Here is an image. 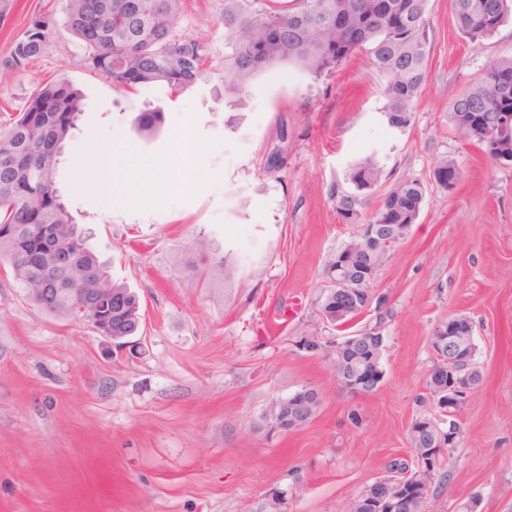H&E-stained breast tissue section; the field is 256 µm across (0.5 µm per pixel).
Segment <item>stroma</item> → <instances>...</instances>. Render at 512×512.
Segmentation results:
<instances>
[{
	"instance_id": "1",
	"label": "stroma",
	"mask_w": 512,
	"mask_h": 512,
	"mask_svg": "<svg viewBox=\"0 0 512 512\" xmlns=\"http://www.w3.org/2000/svg\"><path fill=\"white\" fill-rule=\"evenodd\" d=\"M67 4L11 0L0 17V57L30 18L55 24L45 52L0 81V126L39 82L63 78L82 93L58 185L112 279L138 295L141 325L114 346L0 277V512H348L391 459L410 457L408 426L428 412L417 397L429 337L459 315L475 326L481 380L456 413L461 434L428 512L472 498L477 512H512V164L493 163L450 117L492 61L512 58V22L475 46L452 0H428L425 80L397 128L387 78L366 53L318 77L275 65L239 100L224 91V0H184L180 29L205 47L198 80L128 89L86 67L64 30ZM156 109L163 123L143 135L138 119ZM184 130L199 159L188 193L164 167ZM120 141L157 164L138 186L141 212L106 205L73 164L74 146ZM368 158L382 175L362 191L349 173ZM445 159L460 171L450 190L434 178ZM401 181L420 183L424 202L372 286L387 301L383 379L351 397L326 352L298 342L337 336L318 316L325 266L358 230L339 196L359 198L366 221ZM306 386L321 396L313 419L273 428L272 403Z\"/></svg>"
}]
</instances>
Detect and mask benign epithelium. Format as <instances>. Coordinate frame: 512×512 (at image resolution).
<instances>
[{
	"mask_svg": "<svg viewBox=\"0 0 512 512\" xmlns=\"http://www.w3.org/2000/svg\"><path fill=\"white\" fill-rule=\"evenodd\" d=\"M409 224H363L356 238L332 255L326 264L328 288L323 309L319 317L326 324L349 319L351 321L366 313L377 303L378 316L375 323L357 332L350 342H336V348L327 351L339 386L349 394L366 393L378 387L383 378L380 353L369 358L370 366L356 375H351L350 361L342 351L345 346L357 343L372 348L385 330L386 306L382 297L372 292L371 285L379 264L410 232ZM79 297L99 321L97 332L104 338L120 342L122 337L112 335L109 324V309L112 306V289L81 288ZM458 319L454 318L437 325L430 336L429 347L434 362L427 378L436 396L460 398L474 387L475 372L459 367L451 369L449 355L460 352L471 343L470 333L458 331ZM320 403L316 389L304 387L288 399L276 401L270 409L275 428L299 429L314 417ZM455 442V430L442 429L435 424L423 426V420L414 419L408 427V444L414 454L415 468L406 471L404 480L394 482L381 478L364 487L354 498L350 512H426L427 489L435 472L441 466V457Z\"/></svg>",
	"mask_w": 512,
	"mask_h": 512,
	"instance_id": "7a95c632",
	"label": "benign epithelium"
}]
</instances>
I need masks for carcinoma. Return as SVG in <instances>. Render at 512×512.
<instances>
[{"label":"carcinoma","instance_id":"obj_1","mask_svg":"<svg viewBox=\"0 0 512 512\" xmlns=\"http://www.w3.org/2000/svg\"><path fill=\"white\" fill-rule=\"evenodd\" d=\"M264 5L257 6V3ZM64 28L84 46L87 66L132 89L164 83L188 89L204 63V46L179 33L182 0H68ZM428 0H224V91L243 95L260 72L295 62L320 76L358 52L388 77V119L408 125L425 77ZM461 34L476 43L512 20V0H453ZM53 34L50 20L37 16L0 61V75L17 73L40 57ZM139 78L125 81L127 70ZM82 95L70 83L40 82L25 109L0 130V257L17 283L26 288H116L105 265L87 246L56 184L55 172L75 129ZM451 120L467 138L484 146L495 162L512 163V60L491 62L483 77L452 104ZM162 122L158 109L139 118L142 133ZM380 178L367 160L349 173L358 189H372ZM422 199L415 181L398 183L378 208L377 224H414ZM358 199L339 198L341 212L360 218ZM85 280L68 281L69 268ZM28 301L40 310L87 320L78 296L52 305ZM138 323L112 307V332L132 336Z\"/></svg>","mask_w":512,"mask_h":512}]
</instances>
